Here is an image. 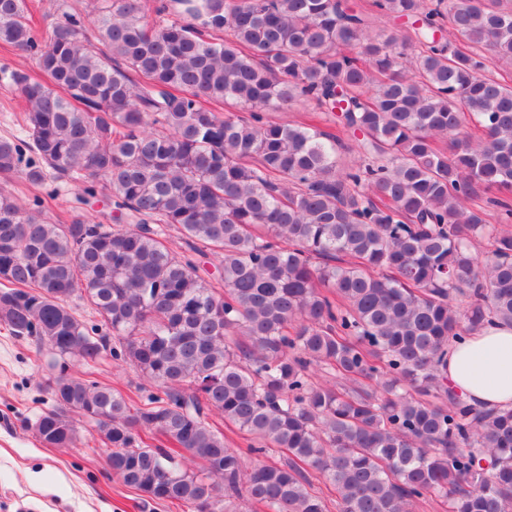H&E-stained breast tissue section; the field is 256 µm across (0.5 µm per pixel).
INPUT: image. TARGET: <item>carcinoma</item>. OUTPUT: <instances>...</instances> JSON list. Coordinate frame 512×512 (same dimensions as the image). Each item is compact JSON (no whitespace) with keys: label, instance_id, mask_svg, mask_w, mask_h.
<instances>
[{"label":"carcinoma","instance_id":"1","mask_svg":"<svg viewBox=\"0 0 512 512\" xmlns=\"http://www.w3.org/2000/svg\"><path fill=\"white\" fill-rule=\"evenodd\" d=\"M93 8L41 42L28 0H0V43L38 70L0 68L28 134L0 139V177L65 178L80 204L103 181L126 223H56L0 187V321L67 366L41 442L74 445L78 415L124 485L193 512H238L243 492L255 512H328L327 493L336 512H512V410L472 407L445 374L450 339L512 324V84L480 75L512 65V0ZM300 100L342 135L266 117ZM490 192L493 229L468 207ZM78 293L112 335L73 314ZM109 354L159 394L137 405L73 372Z\"/></svg>","mask_w":512,"mask_h":512}]
</instances>
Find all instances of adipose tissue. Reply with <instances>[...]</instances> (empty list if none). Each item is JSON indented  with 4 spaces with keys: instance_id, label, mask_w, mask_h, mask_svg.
Wrapping results in <instances>:
<instances>
[{
    "instance_id": "1",
    "label": "adipose tissue",
    "mask_w": 512,
    "mask_h": 512,
    "mask_svg": "<svg viewBox=\"0 0 512 512\" xmlns=\"http://www.w3.org/2000/svg\"><path fill=\"white\" fill-rule=\"evenodd\" d=\"M448 383L484 410H512V324H487L447 352Z\"/></svg>"
}]
</instances>
